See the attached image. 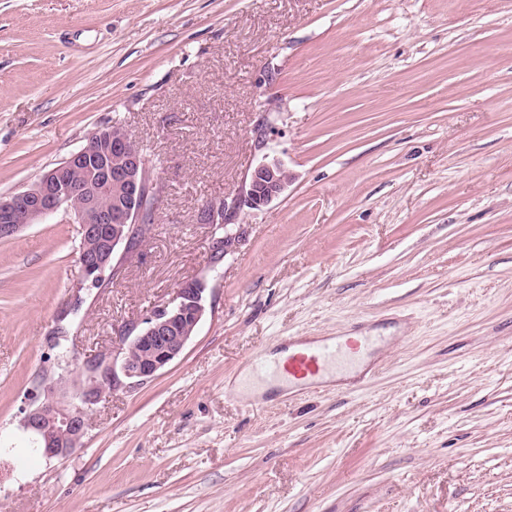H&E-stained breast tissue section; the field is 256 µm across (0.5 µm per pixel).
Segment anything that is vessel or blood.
Returning a JSON list of instances; mask_svg holds the SVG:
<instances>
[{
    "label": "vessel or blood",
    "instance_id": "obj_1",
    "mask_svg": "<svg viewBox=\"0 0 512 512\" xmlns=\"http://www.w3.org/2000/svg\"><path fill=\"white\" fill-rule=\"evenodd\" d=\"M367 336H335L316 341L289 339L288 350L274 366H259V373L273 372L296 382L320 378L344 366L350 354L370 347Z\"/></svg>",
    "mask_w": 512,
    "mask_h": 512
}]
</instances>
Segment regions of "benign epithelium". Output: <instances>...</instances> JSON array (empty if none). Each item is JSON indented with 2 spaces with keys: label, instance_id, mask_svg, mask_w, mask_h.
<instances>
[{
  "label": "benign epithelium",
  "instance_id": "1",
  "mask_svg": "<svg viewBox=\"0 0 512 512\" xmlns=\"http://www.w3.org/2000/svg\"><path fill=\"white\" fill-rule=\"evenodd\" d=\"M290 182L283 164L262 161L250 172L242 193L208 204L200 223L224 225L227 254L240 237L237 214L245 207L271 204ZM153 185L147 158L126 131L99 129L30 188L0 198V240L48 217L69 216L89 241L80 268L84 280L94 282L109 269L119 270L134 233L145 237L151 223L146 214L156 200ZM205 291L200 279L185 283L170 300L155 306L143 325H129L112 355L81 361L68 354L57 357V367L67 376L44 379L22 409L21 426L36 437L45 457L66 458L83 444L88 411L105 393L143 384L182 354L205 314Z\"/></svg>",
  "mask_w": 512,
  "mask_h": 512
}]
</instances>
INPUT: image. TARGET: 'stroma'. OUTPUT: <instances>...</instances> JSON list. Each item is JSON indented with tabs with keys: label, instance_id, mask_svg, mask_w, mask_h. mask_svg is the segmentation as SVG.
<instances>
[{
	"label": "stroma",
	"instance_id": "obj_1",
	"mask_svg": "<svg viewBox=\"0 0 512 512\" xmlns=\"http://www.w3.org/2000/svg\"><path fill=\"white\" fill-rule=\"evenodd\" d=\"M113 124L158 203L110 283L62 217L0 240V512H512V0H0V197ZM264 160L292 181L212 266L198 215ZM194 279L180 357L43 457L55 337L112 351ZM356 329L353 378L238 384Z\"/></svg>",
	"mask_w": 512,
	"mask_h": 512
}]
</instances>
